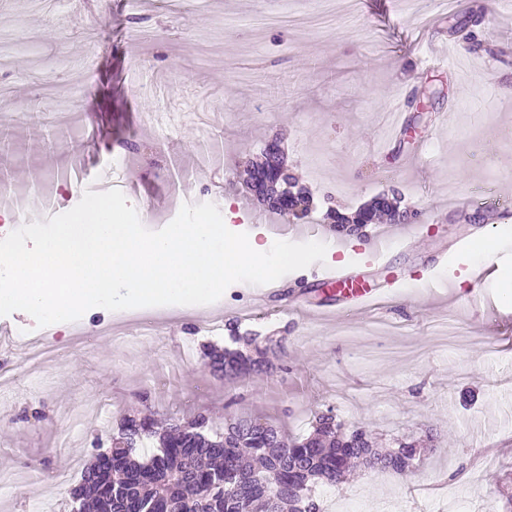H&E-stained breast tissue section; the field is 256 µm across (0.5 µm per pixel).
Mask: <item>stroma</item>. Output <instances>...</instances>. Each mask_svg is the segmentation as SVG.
Masks as SVG:
<instances>
[{"instance_id":"1","label":"stroma","mask_w":512,"mask_h":512,"mask_svg":"<svg viewBox=\"0 0 512 512\" xmlns=\"http://www.w3.org/2000/svg\"><path fill=\"white\" fill-rule=\"evenodd\" d=\"M363 2L333 0L326 13L320 0H93L85 14L70 0H0L1 165L26 222L77 205L61 175L78 165L96 191L123 185L153 231L203 200L229 207L227 228L258 241L330 244L331 263L378 237L414 238L386 259L403 287L379 288L361 312L316 317L333 290L314 287L310 266L277 280L261 307L235 283L209 305L151 308L147 322L90 309L79 329L50 336L60 359L7 345L0 512H68L82 468L129 414L201 411L218 430L236 414L301 436L329 408L388 441L431 440L407 481L364 472L336 489L351 512H441L435 486L468 497L473 512L495 508L498 477L512 470V296L502 286L512 256L489 270L485 254L512 241V207L478 196L490 186L512 196V7L485 0L478 31L499 50L466 54L454 70L436 54L475 0L421 16L383 0L376 22ZM416 87L444 94L433 122L405 145L384 141L391 98ZM67 112L77 121L52 146ZM274 137L313 196L304 219L270 212L241 176ZM392 188L419 211L415 222L379 219L354 245L325 218ZM217 314L238 335L283 341L281 370L214 376L203 348L230 343L204 330ZM473 448L485 454L470 468Z\"/></svg>"}]
</instances>
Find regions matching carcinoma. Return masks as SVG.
I'll use <instances>...</instances> for the list:
<instances>
[{"label": "carcinoma", "instance_id": "1", "mask_svg": "<svg viewBox=\"0 0 512 512\" xmlns=\"http://www.w3.org/2000/svg\"><path fill=\"white\" fill-rule=\"evenodd\" d=\"M482 11L450 26L472 53H492L495 44L480 39L468 27H477ZM435 94L419 103L408 97L409 124L428 119ZM384 214L401 224L404 216L377 203L348 217L328 213L327 219L343 232L345 224L365 225ZM276 351L266 346L247 354L238 348H207L211 367L229 378L267 372ZM156 440L145 449L143 442ZM418 441L396 439L393 446H377L372 434L345 430V423L328 409L317 414L314 430L288 438L281 429L257 419L231 416L224 431L213 430L204 413L172 420L159 434L148 417H126L112 446L100 448L71 489L76 512H323L318 485L339 486L354 470L389 473L404 479L420 461Z\"/></svg>", "mask_w": 512, "mask_h": 512}]
</instances>
